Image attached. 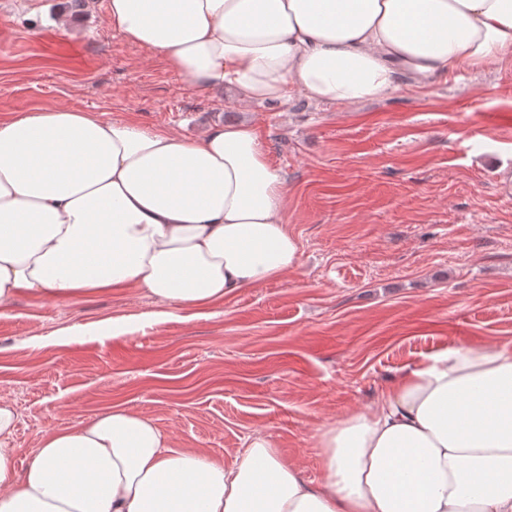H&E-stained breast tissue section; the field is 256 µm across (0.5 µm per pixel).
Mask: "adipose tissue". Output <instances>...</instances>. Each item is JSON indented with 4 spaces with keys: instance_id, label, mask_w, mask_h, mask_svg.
Segmentation results:
<instances>
[{
    "instance_id": "1",
    "label": "adipose tissue",
    "mask_w": 512,
    "mask_h": 512,
    "mask_svg": "<svg viewBox=\"0 0 512 512\" xmlns=\"http://www.w3.org/2000/svg\"><path fill=\"white\" fill-rule=\"evenodd\" d=\"M109 26L196 87L383 99L512 54V0H108ZM253 126L187 140L75 109L0 121V307L133 288L206 307L299 263ZM0 398V512H512V348L451 345L318 433L322 478L266 434L225 467L121 406L44 435L25 470Z\"/></svg>"
}]
</instances>
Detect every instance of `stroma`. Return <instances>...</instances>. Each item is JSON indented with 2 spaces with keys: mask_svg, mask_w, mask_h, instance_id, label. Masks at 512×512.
<instances>
[{
  "mask_svg": "<svg viewBox=\"0 0 512 512\" xmlns=\"http://www.w3.org/2000/svg\"><path fill=\"white\" fill-rule=\"evenodd\" d=\"M0 0V120L91 111L194 140L248 122L286 181L300 263L203 311L124 288L0 310L18 464L46 433L123 406L235 467L259 433L318 479L317 431L448 346H512V55L358 106L289 89L238 104L127 43L88 0ZM133 324L112 336L113 321Z\"/></svg>",
  "mask_w": 512,
  "mask_h": 512,
  "instance_id": "1",
  "label": "stroma"
}]
</instances>
